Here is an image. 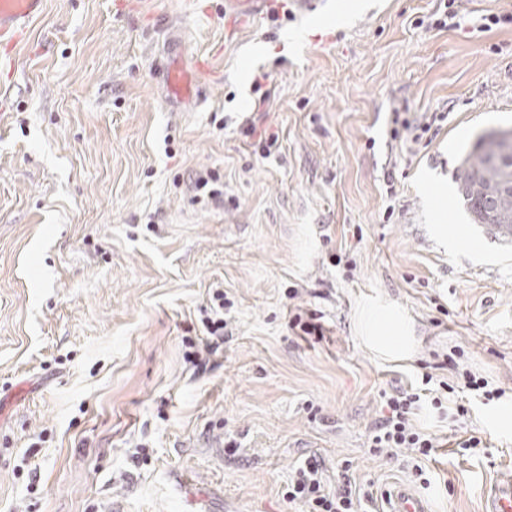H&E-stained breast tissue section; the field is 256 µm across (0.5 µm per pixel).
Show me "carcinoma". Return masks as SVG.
<instances>
[{
	"label": "carcinoma",
	"instance_id": "cac0c4a2",
	"mask_svg": "<svg viewBox=\"0 0 512 512\" xmlns=\"http://www.w3.org/2000/svg\"><path fill=\"white\" fill-rule=\"evenodd\" d=\"M497 147L496 134L481 137L466 155L459 176V193L476 224L489 223L486 200L490 191L512 178V158L498 164L490 162Z\"/></svg>",
	"mask_w": 512,
	"mask_h": 512
}]
</instances>
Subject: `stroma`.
Segmentation results:
<instances>
[{"mask_svg":"<svg viewBox=\"0 0 512 512\" xmlns=\"http://www.w3.org/2000/svg\"><path fill=\"white\" fill-rule=\"evenodd\" d=\"M455 7L451 29L444 0H291L231 26L224 0H46L0 64V512H308L283 493L310 456L365 491L360 512L401 485L484 512L512 468V240L473 227L458 177L512 129V25L479 29L512 0ZM172 38L186 69L211 62L177 110L157 75ZM438 109L408 155L395 113ZM249 117L279 131L270 157ZM209 170L227 204L197 201ZM217 288L229 334L199 371L184 326ZM296 307L324 339L294 335ZM388 312L404 351L373 342ZM456 350L503 397L416 412L422 473L370 452L384 394L454 380Z\"/></svg>","mask_w":512,"mask_h":512,"instance_id":"1","label":"stroma"}]
</instances>
